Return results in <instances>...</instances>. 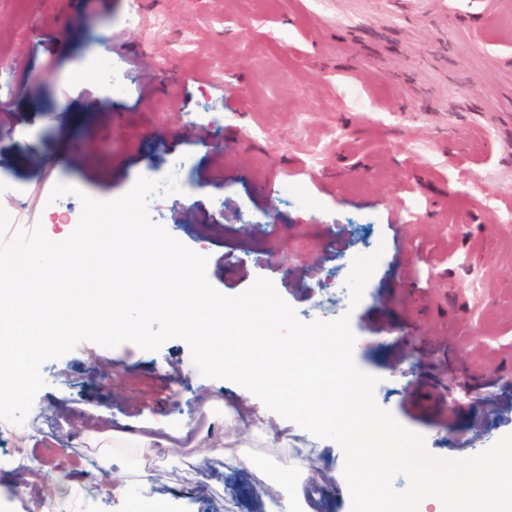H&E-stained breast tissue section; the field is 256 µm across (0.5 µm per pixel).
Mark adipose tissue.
<instances>
[{
	"label": "adipose tissue",
	"instance_id": "ef3b65f1",
	"mask_svg": "<svg viewBox=\"0 0 512 512\" xmlns=\"http://www.w3.org/2000/svg\"><path fill=\"white\" fill-rule=\"evenodd\" d=\"M199 439L195 424L177 427H154L150 432L129 430H104L86 433L79 441L85 446L103 451L131 448L138 451L140 466L123 469L104 476L103 489L115 497L124 496L130 484L144 476V464L151 459L156 448H170L176 445H195ZM274 466L283 478L275 487L278 512H319L318 497L314 486L318 475L304 454H286L275 459Z\"/></svg>",
	"mask_w": 512,
	"mask_h": 512
}]
</instances>
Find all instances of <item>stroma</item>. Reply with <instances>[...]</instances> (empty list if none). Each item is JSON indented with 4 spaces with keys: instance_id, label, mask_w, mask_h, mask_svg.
I'll list each match as a JSON object with an SVG mask.
<instances>
[{
    "instance_id": "stroma-1",
    "label": "stroma",
    "mask_w": 512,
    "mask_h": 512,
    "mask_svg": "<svg viewBox=\"0 0 512 512\" xmlns=\"http://www.w3.org/2000/svg\"><path fill=\"white\" fill-rule=\"evenodd\" d=\"M129 10L0 0V182L13 189L0 207L54 224L81 206L47 208L57 183L112 200L143 169L193 155L188 194L151 218L207 256L218 291L263 277L301 321L349 315L356 365L386 387L379 406L433 456L464 459L512 434V0H144L137 26ZM185 30L190 53L169 57L167 39ZM97 56L124 73L122 96L97 79L68 89L74 64ZM287 181L300 195L282 192ZM377 239L381 262L350 307L341 256ZM41 372L38 424L57 449L27 461L23 491L0 442V501L14 512L32 491L59 512H147L150 499L265 512L270 486L213 467L209 444L159 450L147 490L117 498L72 438L91 420L191 422L214 400L309 449L323 512H351L340 446L201 376L182 340L82 342Z\"/></svg>"
}]
</instances>
